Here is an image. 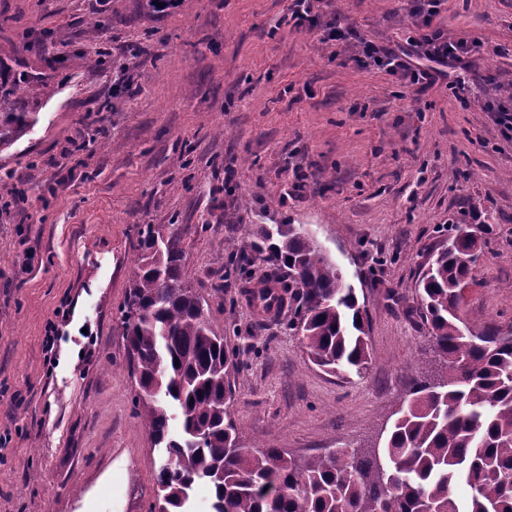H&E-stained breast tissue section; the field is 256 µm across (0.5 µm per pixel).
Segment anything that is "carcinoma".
Returning <instances> with one entry per match:
<instances>
[{
    "label": "carcinoma",
    "instance_id": "1",
    "mask_svg": "<svg viewBox=\"0 0 512 512\" xmlns=\"http://www.w3.org/2000/svg\"><path fill=\"white\" fill-rule=\"evenodd\" d=\"M24 118L0 112V143L23 131ZM254 234L269 263L250 289L261 313L288 310V330L314 364L345 379L361 375L370 358L364 311L340 268L293 224ZM139 242L120 321L144 429L172 459L158 473L150 512H186L201 480L213 491L211 512H512V331L474 334L463 321L462 290L484 256L468 225L449 227L418 284L419 316L444 370L400 402L375 456L340 449L296 458L247 447L230 410L235 353L184 286L178 228L165 234L147 224ZM170 402L182 411L179 439L170 437Z\"/></svg>",
    "mask_w": 512,
    "mask_h": 512
}]
</instances>
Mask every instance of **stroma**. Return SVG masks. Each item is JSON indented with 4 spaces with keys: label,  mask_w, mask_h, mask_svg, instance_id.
Wrapping results in <instances>:
<instances>
[{
    "label": "stroma",
    "mask_w": 512,
    "mask_h": 512,
    "mask_svg": "<svg viewBox=\"0 0 512 512\" xmlns=\"http://www.w3.org/2000/svg\"><path fill=\"white\" fill-rule=\"evenodd\" d=\"M287 5L0 0V75L23 85L6 108L26 116L0 144V194L30 200L0 210V512H149L159 450L120 323L144 225L178 228L182 276L236 354L250 446L310 456L385 428L433 357L417 280L449 225L487 229L467 325L512 330V131L496 112L512 109V0H441L433 26L488 52L425 91L340 66ZM321 21L388 47L418 23L405 0H332ZM80 134L93 152L70 172ZM253 224L305 228L336 262L368 312L365 374L325 373L287 315L257 317Z\"/></svg>",
    "instance_id": "stroma-1"
}]
</instances>
